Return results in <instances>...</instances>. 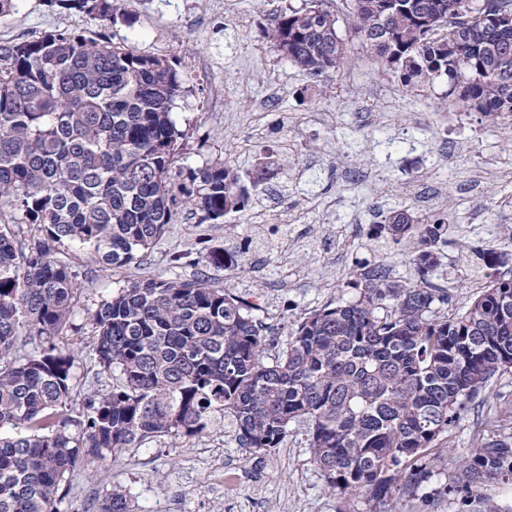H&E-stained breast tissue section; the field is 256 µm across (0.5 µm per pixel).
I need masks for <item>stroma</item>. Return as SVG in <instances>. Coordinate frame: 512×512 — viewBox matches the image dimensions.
<instances>
[{
    "mask_svg": "<svg viewBox=\"0 0 512 512\" xmlns=\"http://www.w3.org/2000/svg\"><path fill=\"white\" fill-rule=\"evenodd\" d=\"M303 0H122L123 19L100 20L58 6L56 0H13L0 17V43L33 40L49 32H80L124 40L176 61L185 79L173 108L184 131L178 168L224 161L250 181L265 160L273 173L245 210L223 223H199L183 209L140 265L112 268L73 253L81 288L70 338L75 373L106 388L86 321L128 282L155 277L205 276L257 305L258 316L285 339L303 314L353 296L346 283L366 265L381 264L393 279L414 278L408 241L372 240L370 225L396 210L417 217H448L447 242L433 282L447 288L439 305L463 312L477 284L493 270L473 258L512 241V124L494 123L449 105L446 82L414 90L383 68L354 32L349 9L338 15L348 48L346 64L314 86L266 42L262 30L282 8ZM249 240L243 268L218 269L212 248ZM185 253L188 264L171 259ZM512 406V369L499 370L462 411L448 433L457 454L490 436L491 419ZM421 498L397 497L395 512H466L442 496L454 468L432 463ZM130 488L137 512H376V502L344 500L311 459L307 429L295 423L277 448L250 453L230 421L216 420L199 437H162L106 469L77 470L60 512H95L111 483Z\"/></svg>",
    "mask_w": 512,
    "mask_h": 512,
    "instance_id": "35a3bbf8",
    "label": "stroma"
}]
</instances>
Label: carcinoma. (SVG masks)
<instances>
[{
	"label": "carcinoma",
	"instance_id": "1",
	"mask_svg": "<svg viewBox=\"0 0 512 512\" xmlns=\"http://www.w3.org/2000/svg\"><path fill=\"white\" fill-rule=\"evenodd\" d=\"M58 2L119 17L117 0ZM305 2L277 12L266 37L317 84L344 65L347 43L326 0ZM351 10L361 42L405 86L444 79L454 103L512 120V29L481 20L512 13V0H353ZM183 85L168 59L82 33L0 43V512H59L75 470L158 437H199L219 417L253 453L304 422L330 488L416 496L431 474L425 453L440 456L460 410L512 367L511 277L492 279L459 315L433 310L448 300L430 279L442 219L400 210L373 225L379 239L413 242V281L365 266L347 282L354 297L304 314L282 343L266 338L254 304L207 277L132 281L88 313L98 365L115 382L79 389L65 338L80 288L59 246L137 264L180 210L222 224L270 175L262 165L247 185L221 161L175 170ZM248 249L209 260L235 268ZM475 257L494 270L512 253ZM494 426L453 457L447 492L468 512H512L487 494L512 484V411ZM97 512H135L130 490L111 485Z\"/></svg>",
	"mask_w": 512,
	"mask_h": 512
}]
</instances>
